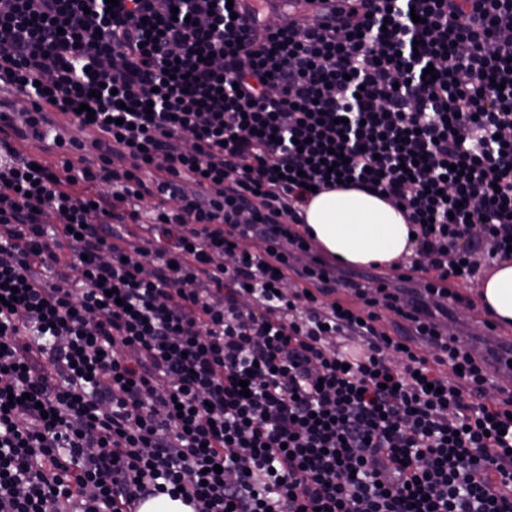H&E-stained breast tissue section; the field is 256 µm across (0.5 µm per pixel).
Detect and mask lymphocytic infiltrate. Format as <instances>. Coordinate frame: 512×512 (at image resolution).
Segmentation results:
<instances>
[{"label": "lymphocytic infiltrate", "instance_id": "lymphocytic-infiltrate-1", "mask_svg": "<svg viewBox=\"0 0 512 512\" xmlns=\"http://www.w3.org/2000/svg\"><path fill=\"white\" fill-rule=\"evenodd\" d=\"M305 2L0 0L24 125L112 144L0 140V512H512V392L420 303L411 337L384 289L336 307L323 258L289 291L281 248L343 178L406 209L429 295L512 259V0ZM50 123L54 126L58 134H64L65 139L80 141L87 146H93L92 142L95 140L94 136L88 129H83L77 124L67 120L63 115H54L49 117ZM157 200L154 198H150L148 196H145L144 200L136 202L140 205V211L143 214V217L141 219L140 224H131L129 221V224H127L126 227H123L121 229L122 232H132L135 237H130L131 240H137L141 245L148 246L146 242L148 240L152 239V235L147 230L146 224L149 221L148 214H146V211H149L152 209V204L156 202ZM144 225V226H141ZM139 512H193V507L186 505L181 499L161 494L145 501Z\"/></svg>", "mask_w": 512, "mask_h": 512}]
</instances>
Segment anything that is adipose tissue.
Instances as JSON below:
<instances>
[{
	"instance_id": "adipose-tissue-1",
	"label": "adipose tissue",
	"mask_w": 512,
	"mask_h": 512,
	"mask_svg": "<svg viewBox=\"0 0 512 512\" xmlns=\"http://www.w3.org/2000/svg\"><path fill=\"white\" fill-rule=\"evenodd\" d=\"M303 225L317 246L337 262L389 267L412 255L411 226L389 199L352 184L309 197ZM473 295L498 326L512 327V259L476 281Z\"/></svg>"
}]
</instances>
